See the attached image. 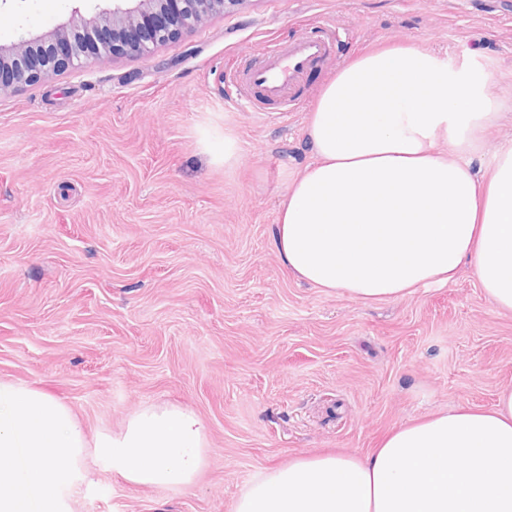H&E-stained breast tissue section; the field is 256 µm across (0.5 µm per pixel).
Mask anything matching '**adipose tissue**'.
Segmentation results:
<instances>
[{
  "label": "adipose tissue",
  "mask_w": 512,
  "mask_h": 512,
  "mask_svg": "<svg viewBox=\"0 0 512 512\" xmlns=\"http://www.w3.org/2000/svg\"><path fill=\"white\" fill-rule=\"evenodd\" d=\"M506 108L487 74L418 45L360 54L319 90L314 160L289 183L275 247L300 281L361 303L445 284L470 266L512 313V144L473 169ZM234 512H512V386L390 432L366 456L257 471Z\"/></svg>",
  "instance_id": "adipose-tissue-1"
}]
</instances>
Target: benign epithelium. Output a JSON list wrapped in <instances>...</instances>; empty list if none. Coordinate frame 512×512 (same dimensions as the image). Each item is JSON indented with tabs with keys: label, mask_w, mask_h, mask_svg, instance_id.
Instances as JSON below:
<instances>
[{
	"label": "benign epithelium",
	"mask_w": 512,
	"mask_h": 512,
	"mask_svg": "<svg viewBox=\"0 0 512 512\" xmlns=\"http://www.w3.org/2000/svg\"><path fill=\"white\" fill-rule=\"evenodd\" d=\"M133 5L116 4L110 11L89 17L73 16L71 22L55 27L48 38L49 56L29 59L31 44L19 41L0 46V94L20 84H34L53 74L105 64L123 55L152 53L171 41L180 30L193 29L216 14L240 4L241 0H131ZM96 30L100 43L92 51L72 41V29Z\"/></svg>",
	"instance_id": "1"
}]
</instances>
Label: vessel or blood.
Listing matches in <instances>:
<instances>
[{"label": "vessel or blood", "instance_id": "1", "mask_svg": "<svg viewBox=\"0 0 512 512\" xmlns=\"http://www.w3.org/2000/svg\"><path fill=\"white\" fill-rule=\"evenodd\" d=\"M326 54L327 46L319 36H303L288 47L266 51L264 61L247 70L246 82L265 96L283 97L315 70Z\"/></svg>", "mask_w": 512, "mask_h": 512}]
</instances>
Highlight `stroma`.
I'll return each instance as SVG.
<instances>
[{
	"instance_id": "obj_1",
	"label": "stroma",
	"mask_w": 512,
	"mask_h": 512,
	"mask_svg": "<svg viewBox=\"0 0 512 512\" xmlns=\"http://www.w3.org/2000/svg\"><path fill=\"white\" fill-rule=\"evenodd\" d=\"M111 5L0 0V45H46L74 12ZM314 31L330 53L292 111L242 107L265 48ZM382 44L485 72L512 104V0H243L151 54L0 95V379L63 399L91 435L148 403L208 428L193 485L133 487L100 462L71 512H233L260 469L363 455L403 422L491 408L512 385V314L471 270L364 305L298 281L276 252L278 202L314 159L319 89Z\"/></svg>"
}]
</instances>
